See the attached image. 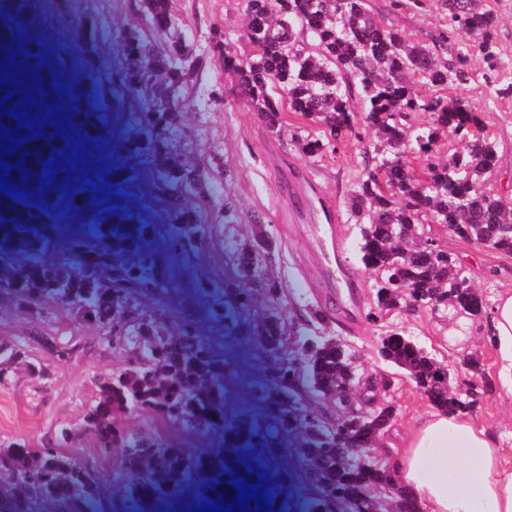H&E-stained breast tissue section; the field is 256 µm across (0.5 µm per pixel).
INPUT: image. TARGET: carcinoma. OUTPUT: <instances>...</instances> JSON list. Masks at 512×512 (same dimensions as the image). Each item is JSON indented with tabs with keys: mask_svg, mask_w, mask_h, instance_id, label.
Masks as SVG:
<instances>
[{
	"mask_svg": "<svg viewBox=\"0 0 512 512\" xmlns=\"http://www.w3.org/2000/svg\"><path fill=\"white\" fill-rule=\"evenodd\" d=\"M25 3L0 0V47L14 43L26 27ZM143 5L158 28L175 24L168 0H143ZM435 9L448 15V27L435 38L448 52L446 62L376 16L371 0H246L245 35L252 54L246 59L224 56V70L235 74L240 93L269 125L280 126L281 113L292 112L321 127L319 134L303 140L308 154L335 152L343 135L363 143L361 175L349 204L360 226L359 260L377 273L367 313L374 322L391 310L406 308L410 300L417 302L416 311L448 303L462 314L476 317L484 312L483 299L469 303L468 277L426 235L427 224H441L461 239L512 255V199L485 185V177L497 168L496 143L469 100L438 95L471 81L461 38L476 34L483 79L496 96L512 97V82L499 76L496 15L481 0H436ZM45 53L42 42L28 41L21 66L40 69ZM125 53L136 65L133 77L138 83L160 84L159 100L146 116L155 124L164 121L181 103V49L151 54L128 44ZM419 83L434 94H419ZM8 94L11 98L0 105V122L18 130L21 142L16 150L0 155V162L14 166L9 175L15 183L12 191H22L27 199L14 200L0 191V293L8 294L19 308L53 298L77 313H90L111 332L121 326L119 335L133 345L129 368L99 385V398L85 417L86 429L102 450L122 449L119 480L125 487L126 512H150V505L172 498L189 482L198 485L208 501L225 489L233 495L235 472L265 480L266 468L260 462L248 464L247 455L274 458L280 436L294 429L301 433L300 450L319 493L313 512H382L374 489L390 480V463L370 453L357 454V449L344 447L343 439L363 448L379 447L395 407L379 400L378 389L391 387L392 379L372 378L358 398H352L344 385L355 383L356 354L348 345L303 335L291 356L282 318L276 313L263 317L256 336L275 354L274 396L259 387L260 395L270 399L267 421L243 417L227 422L224 371L200 342L195 325L185 321L166 332L159 317L139 312L133 302V293L158 286L147 276L158 267L150 247L151 225L132 216L122 224L97 218L92 236L69 239L70 249L85 255L81 271L63 270L42 259L22 261L59 236L43 200L46 191L63 185L58 164L67 145L50 126L18 125L8 108L15 105L20 89L0 86V100ZM423 112L433 115V124H416ZM70 120L89 133L100 131L101 115L79 103ZM442 131L464 143L446 161L438 145ZM407 153L420 160V173L406 165ZM45 168L51 174L44 178ZM169 180L194 187L199 203H205L206 184L194 166L171 159ZM38 183L45 192L33 196L30 189ZM263 246L258 239L237 251L239 277L253 284L233 289V301L243 310L251 306L257 288L270 302L281 293L279 282L265 277L258 263ZM4 353L6 365L48 378L49 370L29 362L22 348L0 350ZM378 353L436 409L448 413L468 409L490 385L484 365L472 359L465 378L451 386L448 368L400 329L382 334ZM312 396L335 400L336 421L306 404ZM145 409L173 426L222 434L224 452L192 455L136 438L114 421L118 412ZM73 436V429L63 424L47 447L22 442L0 447V512H87L100 484L81 458L61 452ZM391 512H421V507L402 487L393 497Z\"/></svg>",
	"mask_w": 512,
	"mask_h": 512,
	"instance_id": "carcinoma-1",
	"label": "carcinoma"
}]
</instances>
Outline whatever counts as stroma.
Here are the masks:
<instances>
[{"instance_id": "1", "label": "stroma", "mask_w": 512, "mask_h": 512, "mask_svg": "<svg viewBox=\"0 0 512 512\" xmlns=\"http://www.w3.org/2000/svg\"><path fill=\"white\" fill-rule=\"evenodd\" d=\"M372 5L415 42L430 43L432 34L446 22L443 14L418 6L416 0H398L394 5L389 0H372ZM483 5L498 18L500 75L512 81V0H483ZM169 6L178 26L161 31L151 25L141 0H28L34 19L29 34L46 43V68L54 73L56 84L47 96L41 95L40 84L30 85L38 101L26 104V115L48 121L66 139L69 150L63 163L74 177L63 192L79 193L88 202L78 211L60 210L59 221L66 234L82 233L90 215L110 214L116 198L141 223L152 225L153 244L172 285L153 289L138 301L145 311L163 314L168 326L185 319L198 325L209 350L226 364L227 413L264 417L266 405L254 399L253 388L266 356L242 335H227L223 322L210 318L208 307L222 300L229 319L242 317L226 301L229 288L239 281L234 251L262 237L268 244L262 266L280 281L282 295L274 304L256 295L245 317L254 323L267 312H277L289 337L311 332L340 339L356 352L361 376H394L388 398L396 416L383 438L384 455L399 457L416 419L430 409L414 383L397 376L395 368L378 354L381 333L401 328L447 364L451 375H463L467 358L483 363L491 387L467 415L493 430L504 454L512 458V394L498 377L500 361L490 316L472 320L450 310L423 308L392 312L376 323L366 318L377 275L359 261L360 231L348 208L361 173L360 143L350 137L338 143L336 152L308 156L296 132L299 118L284 114L282 127L270 128L237 94L234 77L224 70V56H246L252 51L242 38L245 0H169ZM130 40L154 52L179 44L184 47L185 107L170 115L169 128H175V135L145 120L143 103L148 93L136 83L120 50ZM92 86L100 98L87 107L102 115L101 131L95 137L87 136L69 119L72 104ZM459 94L480 112L498 142L500 162L497 174L489 180L491 187L502 193L512 190V97L490 95L478 73ZM131 131L140 133L144 151L133 154L124 149ZM170 157L197 167L209 189L207 204L197 207L202 234L175 252L170 242L183 226L174 208L196 206V196L193 188L167 182L165 163ZM295 168L313 170L340 211L337 230L348 265L360 279L354 295L359 316L354 322H345L336 309V291L323 277L309 225L280 218L288 201L280 196L276 178ZM427 231L467 270L488 305H495L501 293L512 291V256L453 236L439 224L428 226ZM315 310L325 314V321L311 322ZM56 342L75 345L68 362L58 361L52 348ZM15 344L22 345L36 364L49 367L51 376L41 380L20 371L0 381V445L21 441L38 448L52 442L59 425L70 426L75 432L70 453L84 459L107 489L94 505L96 512H123L119 455L103 453L83 428L86 407L98 398L100 383L128 367L134 357L132 349L90 315H77L53 302L39 313L19 311L0 295V347ZM118 423L127 431L191 453L219 443L218 436L169 425L149 411L122 414ZM298 444L297 436H287L271 466L272 477L288 476V512H308L316 496Z\"/></svg>"}]
</instances>
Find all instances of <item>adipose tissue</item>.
Masks as SVG:
<instances>
[{
    "label": "adipose tissue",
    "mask_w": 512,
    "mask_h": 512,
    "mask_svg": "<svg viewBox=\"0 0 512 512\" xmlns=\"http://www.w3.org/2000/svg\"><path fill=\"white\" fill-rule=\"evenodd\" d=\"M492 328L501 380L512 393V293L499 297ZM396 469L424 512H512V463L503 458L493 434L464 413L430 412Z\"/></svg>",
    "instance_id": "adipose-tissue-1"
}]
</instances>
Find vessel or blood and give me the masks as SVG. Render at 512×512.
I'll return each instance as SVG.
<instances>
[{
    "instance_id": "b4317fda",
    "label": "vessel or blood",
    "mask_w": 512,
    "mask_h": 512,
    "mask_svg": "<svg viewBox=\"0 0 512 512\" xmlns=\"http://www.w3.org/2000/svg\"><path fill=\"white\" fill-rule=\"evenodd\" d=\"M283 189L293 205L288 219L294 224L312 225L322 251L341 252L342 244L335 235L340 215L334 203L323 194L314 176L306 171L289 174Z\"/></svg>"
}]
</instances>
